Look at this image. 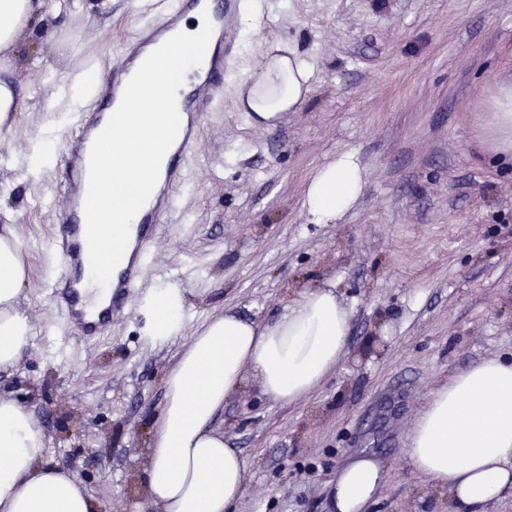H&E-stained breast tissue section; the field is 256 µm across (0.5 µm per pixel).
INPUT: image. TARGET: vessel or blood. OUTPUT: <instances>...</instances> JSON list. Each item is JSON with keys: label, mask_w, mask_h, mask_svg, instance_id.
<instances>
[{"label": "vessel or blood", "mask_w": 512, "mask_h": 512, "mask_svg": "<svg viewBox=\"0 0 512 512\" xmlns=\"http://www.w3.org/2000/svg\"><path fill=\"white\" fill-rule=\"evenodd\" d=\"M243 0H177L174 7L142 28L121 50V60L109 70L90 111L82 113L77 131L70 136L63 153L67 177L64 183L65 232L58 241L63 289L60 294L69 321L84 337L97 335L109 321L121 301L143 286L144 272L151 262L148 244L163 215L174 209L181 184V159L198 142L197 123L202 113L210 111L213 101L224 89V80L234 67L228 47L233 31L241 26ZM207 12L210 17L196 69L189 74L180 95V104L159 102L160 110L180 107L187 121L179 128L167 163L151 154V138L128 143L125 153L106 156L98 142L112 121L114 113L124 111L127 103L144 86V68L161 56L174 42L185 14ZM141 163L156 170L157 177L143 192V209L131 257L117 279H103L102 287L110 296L108 308L94 310L88 302L91 265L88 243L95 235L93 217L87 207L89 191L108 164Z\"/></svg>", "instance_id": "1"}]
</instances>
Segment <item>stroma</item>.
Wrapping results in <instances>:
<instances>
[{
  "mask_svg": "<svg viewBox=\"0 0 512 512\" xmlns=\"http://www.w3.org/2000/svg\"><path fill=\"white\" fill-rule=\"evenodd\" d=\"M55 4L9 73L22 110L0 132V234L24 244L22 305L36 327L31 355L0 372V397L33 412L48 460L104 512H157L147 448L189 337L227 310L270 321L318 283L350 316L336 369L290 404L242 390L215 420L247 462L234 512H333L336 471L361 451L388 470L371 512H453L411 465L406 437L451 376L512 359V149L486 129L490 98L512 87V0H259L151 244L147 292L168 281L187 295L183 330L164 346L145 295L94 339L52 302L64 168L57 155L36 173L29 163L48 127L63 141L78 127L66 77L105 76L159 6ZM273 43L303 56L313 78L306 101L267 127L237 110L235 86ZM341 151L368 171L364 194L337 223H309L307 185Z\"/></svg>",
  "mask_w": 512,
  "mask_h": 512,
  "instance_id": "35a3bbf8",
  "label": "stroma"
}]
</instances>
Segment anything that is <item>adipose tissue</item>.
Segmentation results:
<instances>
[{"label": "adipose tissue", "mask_w": 512, "mask_h": 512, "mask_svg": "<svg viewBox=\"0 0 512 512\" xmlns=\"http://www.w3.org/2000/svg\"><path fill=\"white\" fill-rule=\"evenodd\" d=\"M54 12L52 0H0V130L21 100L8 73L25 53L24 34ZM205 15L193 14L169 58L147 74V98H135L130 113L144 125L126 123L136 138L149 127L166 148L173 119L156 111L170 97L169 72L188 66L196 53ZM313 75L295 51L275 45L264 61L236 85V107L253 123L270 126L303 103ZM149 170L120 165L99 181L111 195V211L99 214L103 247L120 243L118 263L130 258L128 218L139 205L137 187ZM366 172L353 153L343 152L310 180L304 211L313 224H331L354 208ZM28 285L23 244L0 234V372L12 370L34 347V324L20 306ZM184 289L164 284L150 295L151 334L163 346L178 335L184 320ZM349 331L346 309L332 288L317 286L285 305L265 324L235 314L212 319L189 343L165 379V402L153 432L146 493L158 512H233L245 490L247 462L215 425L224 402L254 386L273 403L307 395L335 369ZM413 467L448 491L456 512H478L512 493V362L486 359L452 376L431 396L407 437ZM380 459L360 454L343 464L334 480L336 512H369L385 484ZM82 484L46 459V441L31 411L0 397V512H92Z\"/></svg>", "instance_id": "ef3b65f1"}]
</instances>
